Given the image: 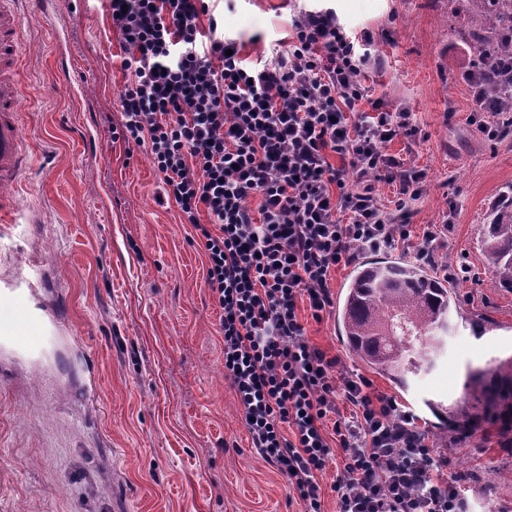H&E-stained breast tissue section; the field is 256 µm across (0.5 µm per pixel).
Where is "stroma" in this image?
Masks as SVG:
<instances>
[{
  "mask_svg": "<svg viewBox=\"0 0 512 512\" xmlns=\"http://www.w3.org/2000/svg\"><path fill=\"white\" fill-rule=\"evenodd\" d=\"M353 39L372 35L374 96L414 112L426 173L414 241L440 236L455 286L453 329L435 368L399 388L356 359L336 315L307 337L339 372L411 410L467 512H512V400L473 424L432 408L467 400L468 369L512 359V290L480 247L512 191V136L471 120L476 43L446 0H322ZM308 0H220L215 15L249 63L270 59ZM23 135L32 162L0 223V295L27 289L38 338L0 332V512H298L288 480L251 446L224 377L221 309L204 284L191 225L162 198L144 149L112 129L128 74L107 0H57L22 28ZM482 325L484 336L472 333Z\"/></svg>",
  "mask_w": 512,
  "mask_h": 512,
  "instance_id": "1",
  "label": "stroma"
}]
</instances>
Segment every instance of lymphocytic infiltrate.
I'll return each instance as SVG.
<instances>
[{"mask_svg": "<svg viewBox=\"0 0 512 512\" xmlns=\"http://www.w3.org/2000/svg\"><path fill=\"white\" fill-rule=\"evenodd\" d=\"M108 2L131 74L118 136L145 149L207 258L224 376L252 448L287 478L300 512H324L318 477L336 447V512H465L415 415L372 398L365 377L337 375L299 314L304 305L322 321L333 269L363 251L400 244L438 262L436 232L416 244L409 229L426 174L387 151L420 129L371 98L370 44L356 45L332 10H307L287 44L251 66L210 0ZM377 180L394 185L391 204Z\"/></svg>", "mask_w": 512, "mask_h": 512, "instance_id": "lymphocytic-infiltrate-1", "label": "lymphocytic infiltrate"}]
</instances>
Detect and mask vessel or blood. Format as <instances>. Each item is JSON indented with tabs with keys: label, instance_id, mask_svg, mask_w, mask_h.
Here are the masks:
<instances>
[{
	"label": "vessel or blood",
	"instance_id": "1",
	"mask_svg": "<svg viewBox=\"0 0 512 512\" xmlns=\"http://www.w3.org/2000/svg\"><path fill=\"white\" fill-rule=\"evenodd\" d=\"M14 0H0V219L15 211L11 193L24 169L26 145L19 108L21 43L18 31L22 19L13 8ZM10 308L7 322L11 332H38L24 293L13 292L6 299Z\"/></svg>",
	"mask_w": 512,
	"mask_h": 512
}]
</instances>
